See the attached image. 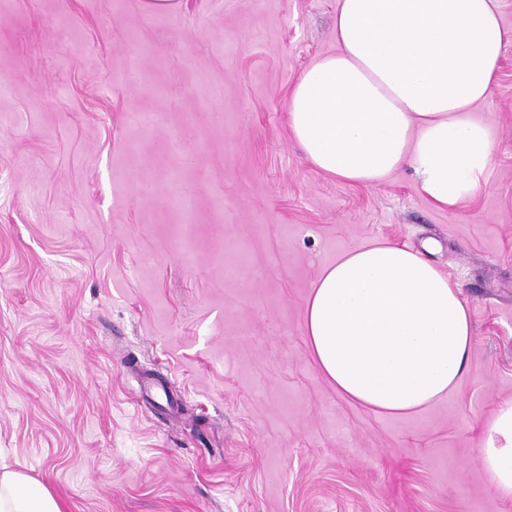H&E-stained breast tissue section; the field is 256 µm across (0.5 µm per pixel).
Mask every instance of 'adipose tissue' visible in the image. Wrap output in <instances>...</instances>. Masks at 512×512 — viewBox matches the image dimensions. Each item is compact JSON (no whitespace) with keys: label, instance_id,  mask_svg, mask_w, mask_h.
Wrapping results in <instances>:
<instances>
[{"label":"adipose tissue","instance_id":"obj_1","mask_svg":"<svg viewBox=\"0 0 512 512\" xmlns=\"http://www.w3.org/2000/svg\"><path fill=\"white\" fill-rule=\"evenodd\" d=\"M500 0H338L336 50L294 84L289 127L320 172L365 187L411 168L441 209L482 185L494 150L472 119L492 94L512 31ZM308 348L349 400L390 416L455 389L472 346L460 288L419 252L375 243L327 265L306 299ZM481 466L512 499V401L485 426ZM0 512H63L44 485L0 465Z\"/></svg>","mask_w":512,"mask_h":512}]
</instances>
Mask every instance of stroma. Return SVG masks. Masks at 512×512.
<instances>
[{"mask_svg":"<svg viewBox=\"0 0 512 512\" xmlns=\"http://www.w3.org/2000/svg\"><path fill=\"white\" fill-rule=\"evenodd\" d=\"M0 0V448L65 512H512L479 463L512 400V45L481 187L318 171L288 124L338 0ZM132 112L153 114L133 128ZM373 242L425 250L474 336L393 417L321 375L303 309Z\"/></svg>","mask_w":512,"mask_h":512,"instance_id":"1","label":"stroma"}]
</instances>
